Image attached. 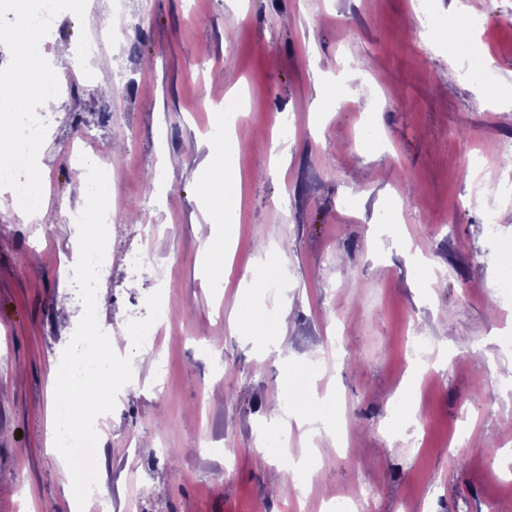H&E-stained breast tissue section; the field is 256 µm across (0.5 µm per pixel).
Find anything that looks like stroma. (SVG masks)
<instances>
[{"instance_id": "35a3bbf8", "label": "stroma", "mask_w": 512, "mask_h": 512, "mask_svg": "<svg viewBox=\"0 0 512 512\" xmlns=\"http://www.w3.org/2000/svg\"><path fill=\"white\" fill-rule=\"evenodd\" d=\"M125 30L86 27L63 8L46 62L102 40L97 79L58 102L39 138L49 192L72 199L71 152L111 166L125 208L109 233L97 317L132 357L98 437V490L114 512H287L294 485L273 444L268 404L286 378L323 369L335 417L305 409L288 451L314 455L309 512L361 488L374 512H512V196L469 202L468 169L512 142V0H90ZM490 65L434 40L456 6ZM361 73L346 106L316 109L327 72ZM231 72L245 112L232 166L242 184L224 270L205 250L219 216L199 208L209 148L222 141L215 82ZM289 145L271 168L264 147ZM281 246L287 359L233 324L253 243ZM78 228L25 223L0 204V512H74L50 445L45 376L83 306L72 281ZM144 253L139 269L127 259ZM172 310L161 351L133 349L127 322L154 291ZM348 360L330 355L333 342ZM285 402V401H284ZM342 418L347 458L327 433ZM467 466L456 469L457 458Z\"/></svg>"}]
</instances>
